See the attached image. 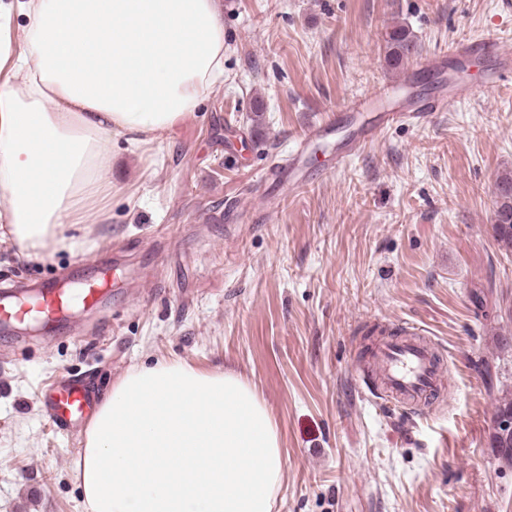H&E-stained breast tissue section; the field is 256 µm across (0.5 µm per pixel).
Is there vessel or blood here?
I'll return each instance as SVG.
<instances>
[{
    "mask_svg": "<svg viewBox=\"0 0 512 512\" xmlns=\"http://www.w3.org/2000/svg\"><path fill=\"white\" fill-rule=\"evenodd\" d=\"M472 56L489 64L484 87H494L504 78L512 76V53L503 50L499 42L491 37L455 46L449 52L439 53L438 58L442 61L453 58L462 62ZM403 94V86L390 85L379 94L359 102V111L375 113L376 118L362 127L345 149L337 152L336 164H343L347 157L361 150L379 131L394 124L420 122L428 118V110L416 104L399 109L385 107V100L399 98ZM327 134V126L308 127L296 151L275 164L274 171L280 182L292 188L306 184L308 149ZM32 291L35 296L33 306L45 322H54L63 317L59 290L50 283L42 282L33 286ZM24 310V304L14 299L11 292L0 293V336H17ZM371 358V371L375 378L371 395L376 403L417 414L444 386L445 375L438 349L421 329L409 326L401 335L383 337L375 344ZM42 403L50 419L63 431L86 423L95 406V400L84 384L66 379L45 391Z\"/></svg>",
    "mask_w": 512,
    "mask_h": 512,
    "instance_id": "vessel-or-blood-1",
    "label": "vessel or blood"
}]
</instances>
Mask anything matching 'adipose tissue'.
Returning <instances> with one entry per match:
<instances>
[{
    "mask_svg": "<svg viewBox=\"0 0 512 512\" xmlns=\"http://www.w3.org/2000/svg\"><path fill=\"white\" fill-rule=\"evenodd\" d=\"M223 81L222 0H0V240L85 247L113 141L170 137ZM282 473L254 388L176 359L113 385L76 479L86 512H271Z\"/></svg>",
    "mask_w": 512,
    "mask_h": 512,
    "instance_id": "obj_1",
    "label": "adipose tissue"
}]
</instances>
